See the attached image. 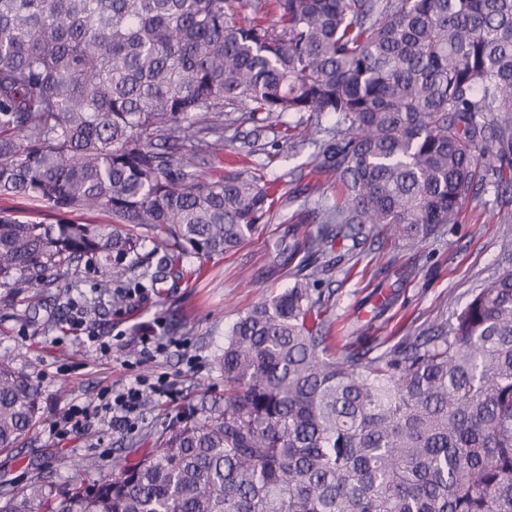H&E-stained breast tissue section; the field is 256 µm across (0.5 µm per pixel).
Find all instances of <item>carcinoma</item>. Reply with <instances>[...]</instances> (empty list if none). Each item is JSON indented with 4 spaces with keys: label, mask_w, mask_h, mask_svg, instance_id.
<instances>
[{
    "label": "carcinoma",
    "mask_w": 512,
    "mask_h": 512,
    "mask_svg": "<svg viewBox=\"0 0 512 512\" xmlns=\"http://www.w3.org/2000/svg\"><path fill=\"white\" fill-rule=\"evenodd\" d=\"M0 0V195L109 224L0 212V284L66 287L82 264L129 303L224 255L276 200L264 176L210 180L190 140L224 154L290 113L338 116L320 214L293 285L255 303L224 344V399L202 395L134 464L89 461L61 489L40 473L0 512H512V270L452 318L385 348L330 354L335 246L423 241L453 224L476 170L512 171V0ZM276 17L266 24L263 17ZM161 236L145 249L149 233ZM40 393L0 358V451L33 429Z\"/></svg>",
    "instance_id": "1"
}]
</instances>
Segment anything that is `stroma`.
<instances>
[{"instance_id":"35a3bbf8","label":"stroma","mask_w":512,"mask_h":512,"mask_svg":"<svg viewBox=\"0 0 512 512\" xmlns=\"http://www.w3.org/2000/svg\"><path fill=\"white\" fill-rule=\"evenodd\" d=\"M286 121L299 132L313 125L319 131L307 139L288 140L273 127L254 143L249 125L226 133V156L239 157L248 168L263 167L265 180L280 198L273 215L235 251L200 262L186 260L187 277L137 295L120 311L98 289L104 275L98 265L83 269L69 297H45L36 309L30 293L0 286V357H8L32 380L41 400L33 433L0 452L1 483L20 487L41 471L53 473L63 484L88 460L97 461L105 472L121 461L134 463L150 449L153 438L197 402L202 389L223 397L224 376L217 359L228 331L255 302L293 282L289 269L273 268V250L316 233L318 206L335 203L338 194L336 178L328 173L319 178L317 193L307 190L312 168L332 139L334 118L303 112L287 115ZM506 237L512 239V186L496 193L484 174H477L455 223L414 244L384 234L368 237L358 255L343 257L324 275L320 288L331 296L333 335L390 345L443 323L454 305H465L476 290L512 268V253L501 248ZM404 270L409 276L398 284L395 302L374 316L381 285L392 272ZM76 317L84 321L79 334L70 329ZM145 333L159 336L165 353L144 359L138 346L128 345V337ZM87 334L111 341V354L101 355L84 343ZM163 374L178 383L174 398L146 399L134 431L94 419L82 437L49 436V423L71 405L97 403L103 389L121 388L134 376L153 380Z\"/></svg>"}]
</instances>
